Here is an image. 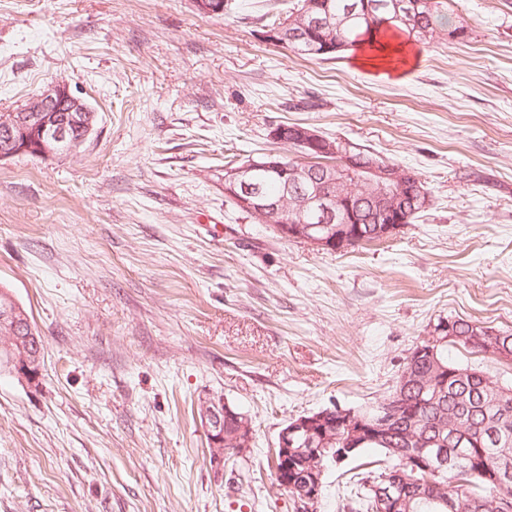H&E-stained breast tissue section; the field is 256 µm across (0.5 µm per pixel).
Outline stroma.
Here are the masks:
<instances>
[{
	"mask_svg": "<svg viewBox=\"0 0 512 512\" xmlns=\"http://www.w3.org/2000/svg\"><path fill=\"white\" fill-rule=\"evenodd\" d=\"M0 0V112L56 80L96 114L70 154L0 162V287L44 341L0 372V512H350L374 450L310 510L271 467L288 421L386 396L441 319L512 330V0H452L466 37L396 74L263 37L288 0ZM304 124L414 171L430 208L343 252L280 238L224 195V159ZM251 416L210 460L196 409Z\"/></svg>",
	"mask_w": 512,
	"mask_h": 512,
	"instance_id": "35a3bbf8",
	"label": "stroma"
}]
</instances>
